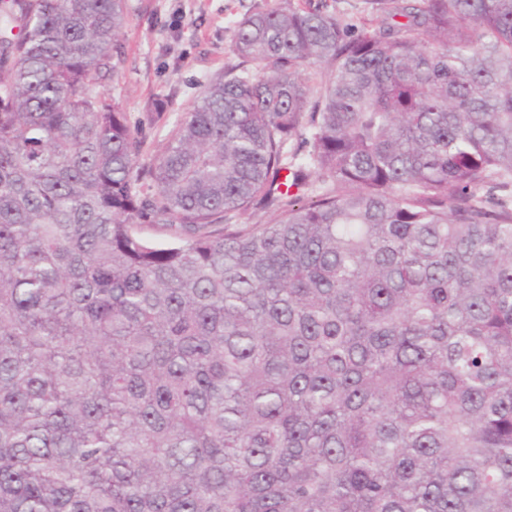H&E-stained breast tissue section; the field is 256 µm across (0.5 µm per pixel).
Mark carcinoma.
<instances>
[{
	"mask_svg": "<svg viewBox=\"0 0 512 512\" xmlns=\"http://www.w3.org/2000/svg\"><path fill=\"white\" fill-rule=\"evenodd\" d=\"M366 4L147 163L128 0H0V512H512V0Z\"/></svg>",
	"mask_w": 512,
	"mask_h": 512,
	"instance_id": "obj_1",
	"label": "carcinoma"
}]
</instances>
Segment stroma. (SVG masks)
Returning <instances> with one entry per match:
<instances>
[{"mask_svg":"<svg viewBox=\"0 0 512 512\" xmlns=\"http://www.w3.org/2000/svg\"><path fill=\"white\" fill-rule=\"evenodd\" d=\"M275 0H129L125 62L107 90L122 99L140 129L148 157L160 154L167 127L143 124L151 102L169 107V120L191 109L202 83L236 64L234 25L245 13Z\"/></svg>","mask_w":512,"mask_h":512,"instance_id":"obj_1","label":"stroma"}]
</instances>
